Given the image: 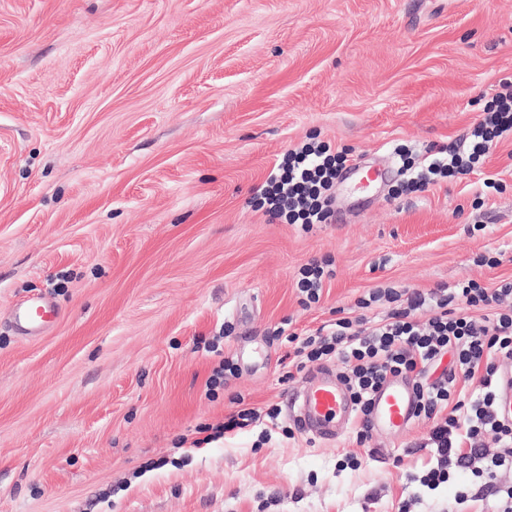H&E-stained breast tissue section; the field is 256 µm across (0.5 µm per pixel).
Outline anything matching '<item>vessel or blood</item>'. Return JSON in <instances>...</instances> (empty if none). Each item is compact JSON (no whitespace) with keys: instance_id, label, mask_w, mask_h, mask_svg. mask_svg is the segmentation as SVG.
Listing matches in <instances>:
<instances>
[{"instance_id":"1","label":"vessel or blood","mask_w":512,"mask_h":512,"mask_svg":"<svg viewBox=\"0 0 512 512\" xmlns=\"http://www.w3.org/2000/svg\"><path fill=\"white\" fill-rule=\"evenodd\" d=\"M349 175L354 187L367 193L385 179L387 172L358 163ZM415 405L411 384L402 379L391 380L374 398L371 425L386 432L404 431L414 421ZM291 406L301 429L323 441L336 440L355 416L349 392L329 369L312 373L304 388L292 397ZM497 413L512 421V369L502 375Z\"/></svg>"}]
</instances>
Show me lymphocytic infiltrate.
Listing matches in <instances>:
<instances>
[{
	"mask_svg": "<svg viewBox=\"0 0 512 512\" xmlns=\"http://www.w3.org/2000/svg\"><path fill=\"white\" fill-rule=\"evenodd\" d=\"M512 136V82L485 104L480 118L461 145L439 148L422 165H414L408 151H400L402 190L425 191L441 180L479 168L493 144ZM348 149L328 154L326 146L303 145L288 151L262 191L267 213L300 225L303 231L331 221V201ZM370 302L386 301L390 311L376 322L365 318H337L333 327L303 336L288 333L297 370L307 364L337 361L339 377L349 388L357 408V437L366 440L371 427V399L391 377L408 376L415 383L418 418L431 421L428 447L436 464L420 479L437 489L454 470L495 483L501 468L512 467V422L499 418L497 393L502 370L512 364V278L494 287L466 279L429 294H401L395 289L373 293ZM449 369H441L443 358ZM438 377H430L432 369ZM476 382L471 395H462L459 382ZM495 446L483 447L485 435Z\"/></svg>",
	"mask_w": 512,
	"mask_h": 512,
	"instance_id": "f902f5d3",
	"label": "lymphocytic infiltrate"
}]
</instances>
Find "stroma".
Listing matches in <instances>:
<instances>
[{
  "label": "stroma",
  "mask_w": 512,
  "mask_h": 512,
  "mask_svg": "<svg viewBox=\"0 0 512 512\" xmlns=\"http://www.w3.org/2000/svg\"><path fill=\"white\" fill-rule=\"evenodd\" d=\"M506 80L512 0H0V512H454L461 490L496 512L512 470L421 486L430 421L363 445L295 429L318 366L288 378L274 332L512 277V139L425 192L336 186L341 222L307 233L256 202L311 137L367 160L458 143ZM36 297L55 313L28 336ZM224 356L238 374L208 393ZM239 396L260 421L198 442ZM327 266L329 265L326 263L313 261L300 269L297 285L300 292L306 296V299L302 300L303 305L308 306L309 303L319 300L325 277L329 278L333 274L332 270L325 271Z\"/></svg>",
  "instance_id": "stroma-1"
}]
</instances>
